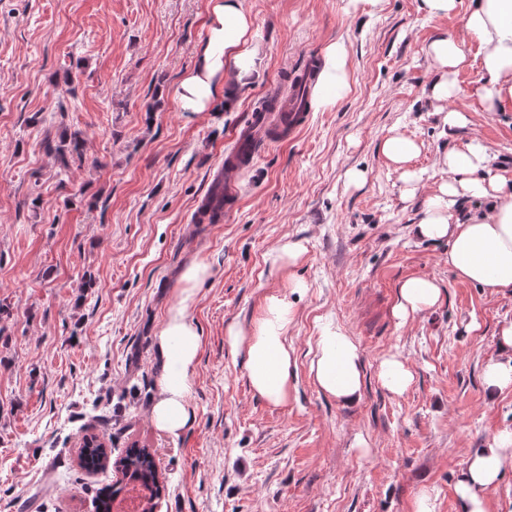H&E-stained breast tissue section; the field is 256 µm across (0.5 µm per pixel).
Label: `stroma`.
Returning <instances> with one entry per match:
<instances>
[{
	"label": "stroma",
	"instance_id": "35a3bbf8",
	"mask_svg": "<svg viewBox=\"0 0 512 512\" xmlns=\"http://www.w3.org/2000/svg\"><path fill=\"white\" fill-rule=\"evenodd\" d=\"M469 5L447 20L419 0H380L370 13L348 0H244L260 71L242 88L225 76L238 89L232 109L190 117L175 89L207 38L208 0H0V512H94L116 475L80 467L86 429L110 436L116 456L134 442L154 450L167 484L155 512H415L423 490L436 512H462L455 485L471 452L512 430V390L489 395L482 377L512 321V288L457 280L447 242L414 226L453 141L479 138L512 165V112L478 109L479 55L447 102L471 114L456 138L430 95L424 50L461 33ZM331 42L348 51L349 95L272 138L233 177L223 219L196 223L252 112ZM396 130L420 145L408 168L425 185L411 200L404 170L381 152ZM73 132L86 156L64 168L45 145ZM350 170L364 183L348 184ZM288 243L303 255L272 264ZM196 260L211 276L192 310L194 418L171 438L150 416L155 334ZM416 276L436 279L443 297L402 323L399 288ZM271 294L294 307L283 407L254 394L226 340ZM327 321L361 352L351 404L310 372ZM390 354L414 376L399 396L377 375Z\"/></svg>",
	"mask_w": 512,
	"mask_h": 512
}]
</instances>
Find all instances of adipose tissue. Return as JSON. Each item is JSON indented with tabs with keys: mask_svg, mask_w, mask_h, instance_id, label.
Returning <instances> with one entry per match:
<instances>
[{
	"mask_svg": "<svg viewBox=\"0 0 512 512\" xmlns=\"http://www.w3.org/2000/svg\"><path fill=\"white\" fill-rule=\"evenodd\" d=\"M463 35H443L427 48V59L437 74L431 95L437 100L457 93L454 73L469 63L470 45H478L481 63L476 95L481 111L500 112L512 105V0H475L463 18ZM208 37L200 47L194 67L184 75L177 98L182 111L195 115L207 111L216 99L235 102V90L225 88V74L248 85L260 61L253 24L243 0H210ZM351 89L348 55L340 44L329 45L314 96L316 106L329 109ZM438 165L449 179L429 195L415 226L418 237L448 244V267L456 279L494 293L512 288V168L498 164L484 141L473 138L440 156ZM471 199L484 200L483 210L466 211ZM209 268L195 262L184 269L175 300L156 334L163 374L151 401L155 427L165 435L179 436L194 411L190 382L199 363L202 338L191 311L198 287ZM443 290L434 278L404 281L399 289L396 317L426 312L441 300ZM294 315L287 296H269L263 313L248 329L230 328L228 342L243 351L252 390L273 406L287 405L289 379L294 364L288 343V325ZM318 387L343 402L359 398L362 389L361 354L340 326L325 324L311 361ZM490 393L512 388V321L498 334V355L483 367ZM512 457V431L499 433L492 444L474 451L458 476L456 492L464 512H487V500L502 477L505 461Z\"/></svg>",
	"mask_w": 512,
	"mask_h": 512,
	"instance_id": "obj_1",
	"label": "adipose tissue"
}]
</instances>
